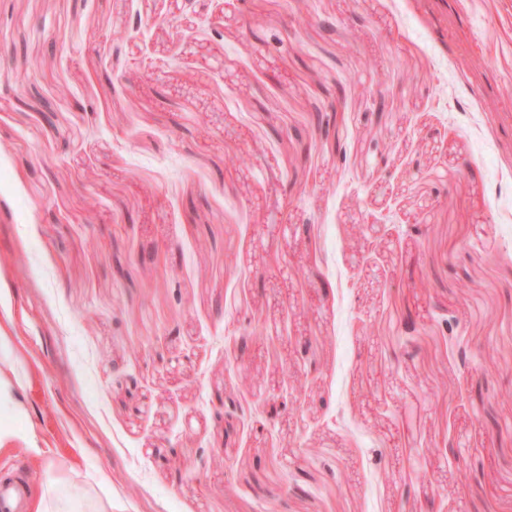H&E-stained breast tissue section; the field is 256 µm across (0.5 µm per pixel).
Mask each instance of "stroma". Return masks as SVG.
<instances>
[{
  "label": "stroma",
  "instance_id": "stroma-1",
  "mask_svg": "<svg viewBox=\"0 0 512 512\" xmlns=\"http://www.w3.org/2000/svg\"><path fill=\"white\" fill-rule=\"evenodd\" d=\"M0 341L27 512H512V0H0ZM45 510L41 512H107L105 505L77 495L63 478H56L49 485Z\"/></svg>",
  "mask_w": 512,
  "mask_h": 512
}]
</instances>
